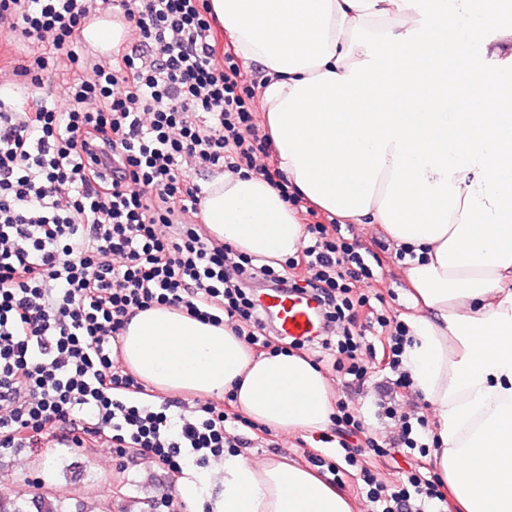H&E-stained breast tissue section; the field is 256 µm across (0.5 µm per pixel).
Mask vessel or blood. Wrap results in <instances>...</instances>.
<instances>
[{
    "label": "vessel or blood",
    "instance_id": "1",
    "mask_svg": "<svg viewBox=\"0 0 512 512\" xmlns=\"http://www.w3.org/2000/svg\"><path fill=\"white\" fill-rule=\"evenodd\" d=\"M260 301L266 313L275 319L282 335L295 339L319 335L321 323L314 301L279 291L261 295Z\"/></svg>",
    "mask_w": 512,
    "mask_h": 512
}]
</instances>
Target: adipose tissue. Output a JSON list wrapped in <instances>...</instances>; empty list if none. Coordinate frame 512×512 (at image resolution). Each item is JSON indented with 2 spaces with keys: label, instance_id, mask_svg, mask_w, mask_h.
<instances>
[{
  "label": "adipose tissue",
  "instance_id": "obj_1",
  "mask_svg": "<svg viewBox=\"0 0 512 512\" xmlns=\"http://www.w3.org/2000/svg\"><path fill=\"white\" fill-rule=\"evenodd\" d=\"M239 53L263 68V108L292 190L341 220L379 227L417 308L406 349L436 417L434 457L463 512H512V111L494 102L512 52L500 0H210ZM387 59L380 73L379 59ZM205 222L238 251L282 260L305 226L261 178L227 173ZM128 368L164 393L233 392L274 431L325 430L331 389L301 353L254 356L227 327L155 307L121 338ZM221 488L183 480L210 512H352L307 468L228 454Z\"/></svg>",
  "mask_w": 512,
  "mask_h": 512
}]
</instances>
